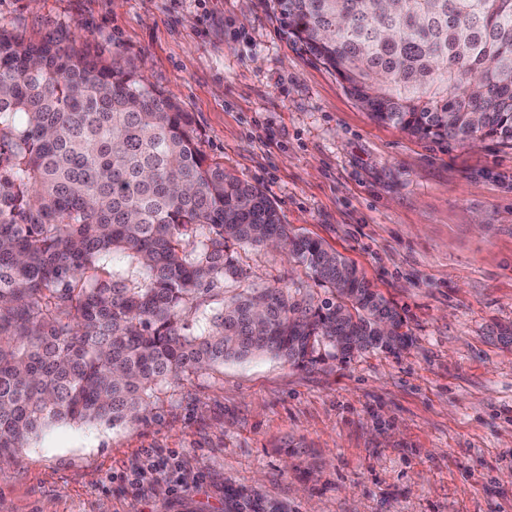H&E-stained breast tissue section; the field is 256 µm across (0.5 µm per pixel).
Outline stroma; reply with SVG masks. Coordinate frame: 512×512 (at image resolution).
Segmentation results:
<instances>
[{
  "mask_svg": "<svg viewBox=\"0 0 512 512\" xmlns=\"http://www.w3.org/2000/svg\"><path fill=\"white\" fill-rule=\"evenodd\" d=\"M2 24L74 35L175 95L202 152L352 261L412 342L228 361L140 422L49 428L0 462V512H226L230 488L283 512H512V146L375 122L268 0H0ZM238 257L247 287L314 285L280 251ZM147 448L172 470L122 480Z\"/></svg>",
  "mask_w": 512,
  "mask_h": 512,
  "instance_id": "1",
  "label": "stroma"
}]
</instances>
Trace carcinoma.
Wrapping results in <instances>:
<instances>
[{"label": "carcinoma", "mask_w": 512, "mask_h": 512, "mask_svg": "<svg viewBox=\"0 0 512 512\" xmlns=\"http://www.w3.org/2000/svg\"><path fill=\"white\" fill-rule=\"evenodd\" d=\"M287 39L378 123L512 146V0H270ZM191 113L67 34L0 26V458L56 425L143 418L177 381L256 355L394 352L397 309L208 159ZM280 247L312 288H234Z\"/></svg>", "instance_id": "1"}]
</instances>
